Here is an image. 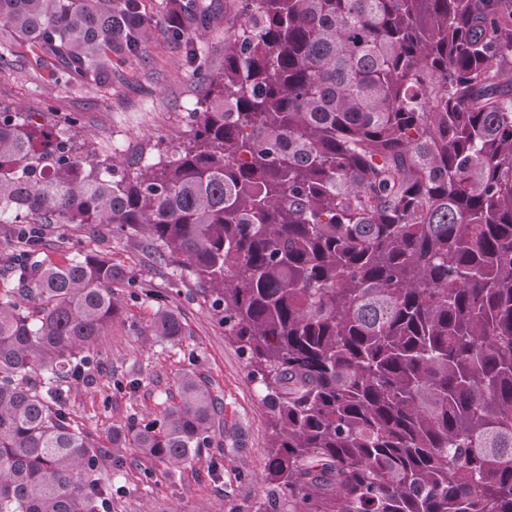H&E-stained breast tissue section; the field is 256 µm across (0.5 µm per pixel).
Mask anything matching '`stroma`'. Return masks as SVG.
Masks as SVG:
<instances>
[{"instance_id":"stroma-1","label":"stroma","mask_w":512,"mask_h":512,"mask_svg":"<svg viewBox=\"0 0 512 512\" xmlns=\"http://www.w3.org/2000/svg\"><path fill=\"white\" fill-rule=\"evenodd\" d=\"M239 0H198L214 22L195 40L196 59L166 33L170 0H144L151 21L142 55L114 50L110 81L58 79L28 46L0 30V106L37 114L60 134L87 141L98 156L120 162H155L158 149L175 151L190 137L193 112L206 94L201 70L224 65V31L241 24ZM45 261L59 263L86 249L111 253L130 271L116 287L121 310L100 341L107 369L94 382L71 384L72 419L102 445L130 420L154 419L178 399L177 381L193 371L221 399L224 433L202 449L193 465L172 466L128 457L125 468L101 469L112 483L110 512H251L270 492L265 479L270 430L262 390L248 375L247 356L224 334L222 315L206 286L185 267L162 264L144 240L108 235L106 229L44 226ZM181 317L186 333L166 342L152 336L158 306Z\"/></svg>"}]
</instances>
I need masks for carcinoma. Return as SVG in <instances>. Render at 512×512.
I'll return each mask as SVG.
<instances>
[{"instance_id": "obj_1", "label": "carcinoma", "mask_w": 512, "mask_h": 512, "mask_svg": "<svg viewBox=\"0 0 512 512\" xmlns=\"http://www.w3.org/2000/svg\"><path fill=\"white\" fill-rule=\"evenodd\" d=\"M191 137L129 165L0 110V222L24 250L0 293V512H99L110 456L190 465L218 402L191 371L112 452L65 387L129 280L102 250L40 260L39 226L148 240L223 308L266 389L253 512H512V0H240ZM0 23L78 82L143 52L141 0H0ZM209 28L178 0L168 34ZM154 335H185L160 310Z\"/></svg>"}]
</instances>
